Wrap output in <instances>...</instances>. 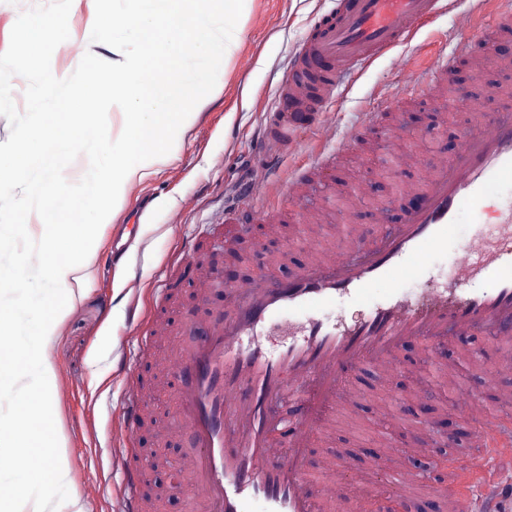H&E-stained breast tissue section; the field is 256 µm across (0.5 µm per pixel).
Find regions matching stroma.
Returning <instances> with one entry per match:
<instances>
[{
  "instance_id": "stroma-1",
  "label": "stroma",
  "mask_w": 512,
  "mask_h": 512,
  "mask_svg": "<svg viewBox=\"0 0 512 512\" xmlns=\"http://www.w3.org/2000/svg\"><path fill=\"white\" fill-rule=\"evenodd\" d=\"M337 2L251 0L248 15L235 27L230 55L219 68L216 85L194 120L176 138L163 162L129 186L121 208L99 229L83 296L68 309L60 335L50 347L57 367L66 374L70 391L68 403L57 407L54 417L68 453L66 487L70 495L81 497L87 512H113V496L121 481L112 468L113 448L125 446L129 456L137 459L150 449L169 445L160 427H142L134 432L124 425L117 404L123 396L125 375L121 356L113 348L114 338L148 335L158 316L169 329L183 325L184 309L192 302L200 273L199 257L213 258L219 269L247 279L258 275L256 255L265 249L279 254L274 274L285 277L307 265L315 234L328 231L324 224L302 223L298 207L283 202L279 205L283 235L277 241H267L261 225L253 224L251 215L244 213L238 191L258 162L256 136L290 54L322 17L335 10ZM469 2L454 0L452 12L421 22L409 44L363 65L352 86L337 98V130L352 124L359 113L370 111L375 93L401 84L399 62L424 67L436 56L450 54L459 35L455 14L467 9ZM88 52L106 60L113 57L108 45L70 39L55 49L51 69L58 73L74 71ZM477 107L489 113L495 103L472 80L469 68L458 65L454 82L443 95L403 101L409 139L428 160L452 155L461 133L471 130L472 112ZM336 161L335 182L312 183L307 203L335 214L347 212L352 224L369 223L374 211L381 208L389 215L399 214L409 203L399 192L401 185L421 175L416 167L392 165L387 147L376 134L367 143L337 156ZM356 183L368 187L369 194L353 202L349 193ZM225 209L241 210V223L252 227L234 254L225 251L223 239L214 232ZM475 231L468 216L459 218L445 246L428 260L433 283L447 279L454 251ZM133 276L141 281L142 323L137 329L126 319L125 286ZM449 349L477 354V362L466 363L461 369L463 390L483 397L493 416L512 418V405H501L496 398L501 386H512V374L500 376L489 368L501 352L495 339L473 336L452 341ZM169 352V340L154 337L136 371L143 387V417L174 414L171 398L176 386L171 381L173 369L166 361ZM392 360V386L417 390L430 421L450 416L458 419L461 427H468V420L457 410L459 396L436 369L431 351L413 340L398 347ZM348 387L355 394L354 410L349 415H337L331 438L334 449L376 447L382 425L397 437L408 434L414 416L403 412L398 422L383 421L377 402L382 391L381 374L358 372Z\"/></svg>"
}]
</instances>
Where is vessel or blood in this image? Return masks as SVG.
Masks as SVG:
<instances>
[{
  "mask_svg": "<svg viewBox=\"0 0 512 512\" xmlns=\"http://www.w3.org/2000/svg\"><path fill=\"white\" fill-rule=\"evenodd\" d=\"M447 8V0H340L335 15L291 56L257 138L261 163L247 198L303 199L301 175L281 179L275 162L300 133L311 134V166L326 183L340 145H353L375 127L392 154L420 169L419 180L404 187L420 205L394 224L380 209L371 223L346 226L342 249L313 250L309 263L288 277L263 275L227 286V307L208 309L182 328L175 416L163 427L166 438L189 440L179 473L189 481L192 512H340L341 480L351 459L327 453L322 472L332 485L318 498L306 455L337 412L347 410V379L369 364L392 372L393 353L409 339L432 347L488 334L512 344V201H499L503 188H512V87L489 86L499 103L494 114L475 112L456 154L430 163L407 147L402 118L381 122L398 94L382 98L377 111L364 113L346 133L329 119L340 90L364 63L407 43L421 21ZM456 26L462 36L452 56L436 59L423 73L403 68L405 91L422 95L451 85L463 60L475 81H482L483 61L472 48L512 33V0H473L457 14ZM465 211L479 230L457 251L447 282L433 284L425 259L447 243ZM409 276L420 281L419 292L400 289ZM479 279L485 287L474 288ZM378 284L387 285L386 297L369 302ZM341 302L362 307V315L322 319L324 307ZM274 331L287 334L288 342L273 353L266 338ZM140 391L135 379L125 388L122 409L133 427ZM467 418L475 430L474 453L426 477L409 461L431 455L432 441L414 434L403 448L389 440L394 468L382 472V480L398 490L425 486L446 512H498L503 498L512 499V422L491 419L477 399L470 400ZM113 455L122 475L120 512H143L139 472L127 468L122 449ZM478 474L483 485L474 498L465 489Z\"/></svg>",
  "mask_w": 512,
  "mask_h": 512,
  "instance_id": "b4317fda",
  "label": "vessel or blood"
}]
</instances>
